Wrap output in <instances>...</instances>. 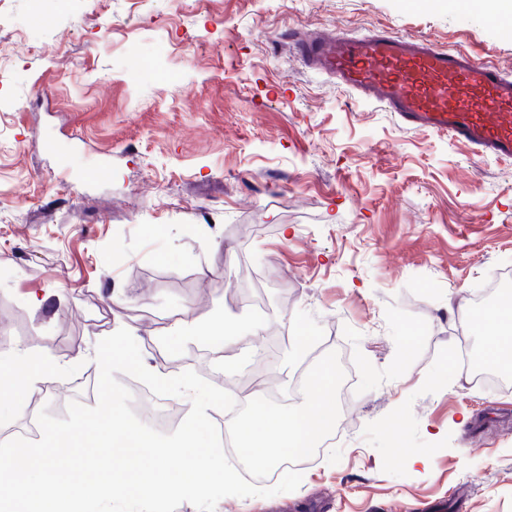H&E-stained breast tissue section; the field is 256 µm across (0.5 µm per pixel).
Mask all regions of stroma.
<instances>
[{
    "mask_svg": "<svg viewBox=\"0 0 512 512\" xmlns=\"http://www.w3.org/2000/svg\"><path fill=\"white\" fill-rule=\"evenodd\" d=\"M492 0H0V355L48 351L35 409L97 402L125 328L215 386L273 353L353 369L299 488L216 512H512V388L475 387L473 297L512 276V160L410 130L306 67L297 34L387 31L512 74ZM106 174H99L98 165ZM263 325L217 354L173 322Z\"/></svg>",
    "mask_w": 512,
    "mask_h": 512,
    "instance_id": "stroma-1",
    "label": "stroma"
}]
</instances>
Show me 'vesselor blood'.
I'll use <instances>...</instances> for the list:
<instances>
[{"mask_svg":"<svg viewBox=\"0 0 512 512\" xmlns=\"http://www.w3.org/2000/svg\"><path fill=\"white\" fill-rule=\"evenodd\" d=\"M306 65L413 130L447 134L476 157L512 160V76L465 52L392 34L316 35Z\"/></svg>","mask_w":512,"mask_h":512,"instance_id":"vessel-or-blood-1","label":"vessel or blood"}]
</instances>
